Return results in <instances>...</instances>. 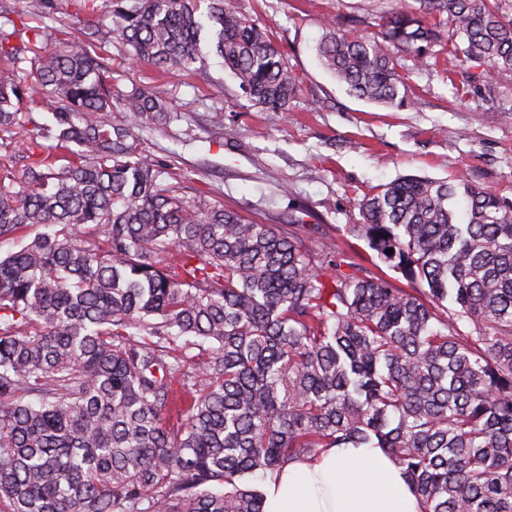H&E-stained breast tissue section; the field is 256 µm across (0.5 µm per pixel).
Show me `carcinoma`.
<instances>
[{
  "label": "carcinoma",
  "mask_w": 512,
  "mask_h": 512,
  "mask_svg": "<svg viewBox=\"0 0 512 512\" xmlns=\"http://www.w3.org/2000/svg\"><path fill=\"white\" fill-rule=\"evenodd\" d=\"M201 2L102 0L111 23L47 46L52 0H0V148L32 126L22 177L0 169V237L34 230L0 257L4 512H262L248 478L363 445L422 512H512V201L417 177L364 195L348 233L405 288L294 224L190 204L137 150L171 111L92 50L197 71ZM416 2L373 36L324 24L351 95L403 106L396 54L432 57L445 23L448 54L512 79V0ZM209 3L245 97L286 110L301 85L267 31Z\"/></svg>",
  "instance_id": "cac0c4a2"
}]
</instances>
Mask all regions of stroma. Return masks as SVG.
<instances>
[{
	"instance_id": "stroma-1",
	"label": "stroma",
	"mask_w": 512,
	"mask_h": 512,
	"mask_svg": "<svg viewBox=\"0 0 512 512\" xmlns=\"http://www.w3.org/2000/svg\"><path fill=\"white\" fill-rule=\"evenodd\" d=\"M414 0H235L267 29L302 91L287 111L266 112L243 96L210 38L202 71L161 78L151 66L118 69L123 90L154 88L175 114L145 128L139 150L166 164L187 200L239 211L281 227L302 217L314 245L353 244L364 193L406 176L464 179L512 201V80L474 81L445 50L420 61L397 54L407 104L386 108L350 96L320 64L324 21L348 35L372 34L380 16Z\"/></svg>"
}]
</instances>
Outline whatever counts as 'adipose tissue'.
<instances>
[{
  "label": "adipose tissue",
  "instance_id": "obj_1",
  "mask_svg": "<svg viewBox=\"0 0 512 512\" xmlns=\"http://www.w3.org/2000/svg\"><path fill=\"white\" fill-rule=\"evenodd\" d=\"M264 512H421L404 471L380 448H331L263 483Z\"/></svg>",
  "mask_w": 512,
  "mask_h": 512
}]
</instances>
